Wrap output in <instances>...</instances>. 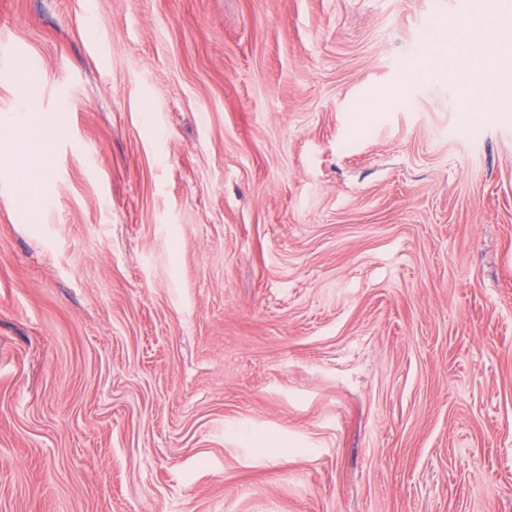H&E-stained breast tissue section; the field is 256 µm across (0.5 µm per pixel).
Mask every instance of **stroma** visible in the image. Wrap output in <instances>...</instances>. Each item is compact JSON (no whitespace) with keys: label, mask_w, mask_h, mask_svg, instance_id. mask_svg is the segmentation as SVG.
Listing matches in <instances>:
<instances>
[{"label":"stroma","mask_w":512,"mask_h":512,"mask_svg":"<svg viewBox=\"0 0 512 512\" xmlns=\"http://www.w3.org/2000/svg\"><path fill=\"white\" fill-rule=\"evenodd\" d=\"M438 0H0V512H512V84ZM506 51V42L490 33L481 15L474 12L464 27L448 31L447 36H431L428 55L464 59L477 70H489L506 57ZM22 70H15L16 75L22 81L25 87V95L28 102H37L40 99V90L38 88V68L33 59L25 58Z\"/></svg>","instance_id":"1"}]
</instances>
